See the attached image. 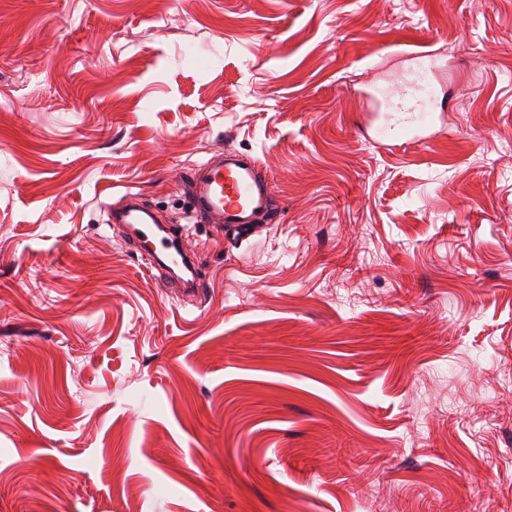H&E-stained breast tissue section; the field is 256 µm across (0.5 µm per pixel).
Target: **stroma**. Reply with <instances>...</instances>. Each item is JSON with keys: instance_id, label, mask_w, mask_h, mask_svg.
Here are the masks:
<instances>
[{"instance_id": "obj_1", "label": "stroma", "mask_w": 512, "mask_h": 512, "mask_svg": "<svg viewBox=\"0 0 512 512\" xmlns=\"http://www.w3.org/2000/svg\"><path fill=\"white\" fill-rule=\"evenodd\" d=\"M226 147L278 219L166 287L108 213ZM131 497L512 512V0H0V512Z\"/></svg>"}]
</instances>
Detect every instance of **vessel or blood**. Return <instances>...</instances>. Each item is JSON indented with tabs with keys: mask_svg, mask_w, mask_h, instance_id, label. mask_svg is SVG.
Here are the masks:
<instances>
[{
	"mask_svg": "<svg viewBox=\"0 0 512 512\" xmlns=\"http://www.w3.org/2000/svg\"><path fill=\"white\" fill-rule=\"evenodd\" d=\"M189 197L192 214L207 223L245 227L268 215L271 187L246 154L223 149L192 168ZM113 219L118 224L132 225L134 244L151 246L153 255L159 258L154 268L158 274H165L167 265L162 258L167 254L168 243L155 234L149 213L140 207L134 194H127L125 204L114 211Z\"/></svg>",
	"mask_w": 512,
	"mask_h": 512,
	"instance_id": "vessel-or-blood-1",
	"label": "vessel or blood"
}]
</instances>
